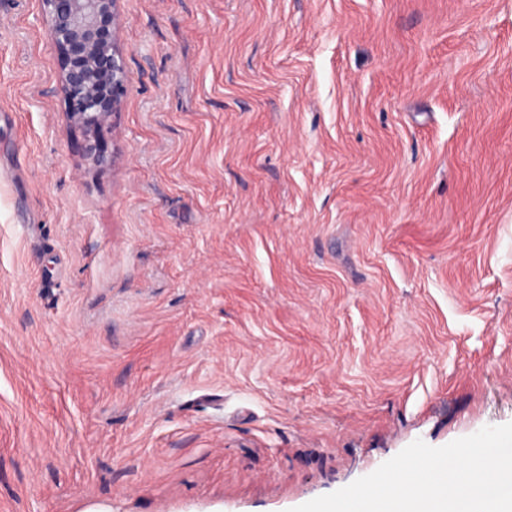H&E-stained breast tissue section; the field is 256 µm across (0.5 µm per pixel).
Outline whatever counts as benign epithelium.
Wrapping results in <instances>:
<instances>
[{
    "mask_svg": "<svg viewBox=\"0 0 512 512\" xmlns=\"http://www.w3.org/2000/svg\"><path fill=\"white\" fill-rule=\"evenodd\" d=\"M121 0H41V12L57 58V93L70 128L83 137V154L105 169L113 156L100 132L120 109L127 67L119 46Z\"/></svg>",
    "mask_w": 512,
    "mask_h": 512,
    "instance_id": "obj_1",
    "label": "benign epithelium"
}]
</instances>
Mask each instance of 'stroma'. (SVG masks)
<instances>
[{
    "label": "stroma",
    "mask_w": 512,
    "mask_h": 512,
    "mask_svg": "<svg viewBox=\"0 0 512 512\" xmlns=\"http://www.w3.org/2000/svg\"><path fill=\"white\" fill-rule=\"evenodd\" d=\"M98 170L0 0V512H290L512 422V0H122Z\"/></svg>",
    "instance_id": "1"
}]
</instances>
